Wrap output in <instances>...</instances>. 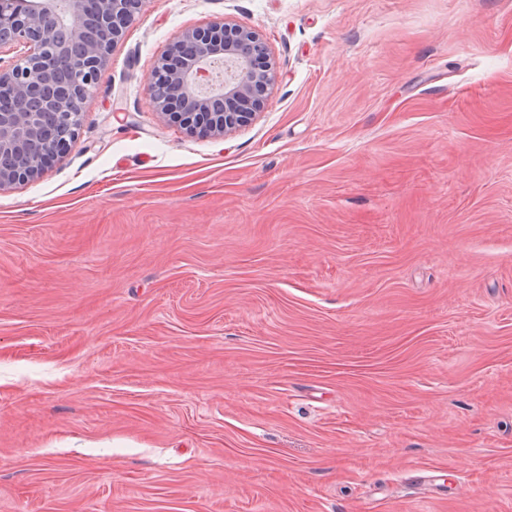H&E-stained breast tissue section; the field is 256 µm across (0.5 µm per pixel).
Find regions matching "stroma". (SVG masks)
<instances>
[{
    "label": "stroma",
    "mask_w": 512,
    "mask_h": 512,
    "mask_svg": "<svg viewBox=\"0 0 512 512\" xmlns=\"http://www.w3.org/2000/svg\"><path fill=\"white\" fill-rule=\"evenodd\" d=\"M221 17L275 79L192 135ZM0 512H512V0H147L0 192ZM186 45L194 47V55H183ZM265 55V44L257 33L226 18L212 21L204 30H187L155 66L147 88L149 100L163 117H173L192 133L199 129L210 136H225L265 105L274 71L254 67L255 59ZM217 56L234 59L238 71L224 86L207 88L208 67ZM223 104L224 111L219 108Z\"/></svg>",
    "instance_id": "stroma-1"
}]
</instances>
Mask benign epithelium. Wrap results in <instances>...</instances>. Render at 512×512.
Returning a JSON list of instances; mask_svg holds the SVG:
<instances>
[{"mask_svg":"<svg viewBox=\"0 0 512 512\" xmlns=\"http://www.w3.org/2000/svg\"><path fill=\"white\" fill-rule=\"evenodd\" d=\"M145 0H94L100 36L85 35L88 0H0V54L20 52L17 63L0 59V191L42 176L65 157L75 141L83 104L109 62L113 44L135 20ZM266 55L260 36L225 18L204 30H187L154 68L148 95L164 117L190 132L225 136L255 117L265 105L261 91L274 80L268 67H254ZM228 56L236 76L209 87L212 58Z\"/></svg>","mask_w":512,"mask_h":512,"instance_id":"7a95c632","label":"benign epithelium"}]
</instances>
